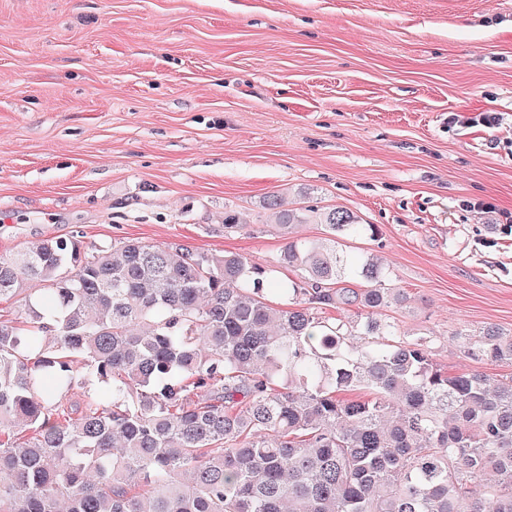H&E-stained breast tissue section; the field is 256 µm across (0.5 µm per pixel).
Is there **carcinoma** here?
Masks as SVG:
<instances>
[{
    "instance_id": "carcinoma-1",
    "label": "carcinoma",
    "mask_w": 512,
    "mask_h": 512,
    "mask_svg": "<svg viewBox=\"0 0 512 512\" xmlns=\"http://www.w3.org/2000/svg\"><path fill=\"white\" fill-rule=\"evenodd\" d=\"M277 263L51 237L0 254V512H512V376L450 373L349 210ZM295 273L286 280L279 269ZM458 349L512 365V331ZM82 388L74 417L66 394Z\"/></svg>"
}]
</instances>
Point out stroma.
<instances>
[{
  "label": "stroma",
  "mask_w": 512,
  "mask_h": 512,
  "mask_svg": "<svg viewBox=\"0 0 512 512\" xmlns=\"http://www.w3.org/2000/svg\"><path fill=\"white\" fill-rule=\"evenodd\" d=\"M270 195L376 225L346 246L389 265L396 320L449 372L512 374L453 338L512 329V0H0V254L270 261Z\"/></svg>",
  "instance_id": "stroma-1"
}]
</instances>
